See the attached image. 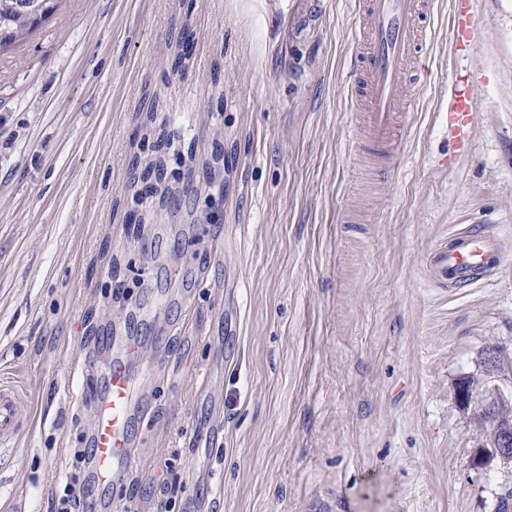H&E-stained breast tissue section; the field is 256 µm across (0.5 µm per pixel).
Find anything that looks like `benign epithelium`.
Here are the masks:
<instances>
[{
    "label": "benign epithelium",
    "instance_id": "obj_1",
    "mask_svg": "<svg viewBox=\"0 0 512 512\" xmlns=\"http://www.w3.org/2000/svg\"><path fill=\"white\" fill-rule=\"evenodd\" d=\"M477 384L463 382L459 387L460 400L475 404L477 418L489 429L487 444L478 447L474 464L486 467L497 461L512 466V396L496 394L474 400Z\"/></svg>",
    "mask_w": 512,
    "mask_h": 512
}]
</instances>
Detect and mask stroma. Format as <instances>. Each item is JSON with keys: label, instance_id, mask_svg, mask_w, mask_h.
I'll return each instance as SVG.
<instances>
[{"label": "stroma", "instance_id": "35a3bbf8", "mask_svg": "<svg viewBox=\"0 0 512 512\" xmlns=\"http://www.w3.org/2000/svg\"><path fill=\"white\" fill-rule=\"evenodd\" d=\"M471 9L484 31L459 51L435 0L379 167L349 149L355 0H61L0 52V370L24 418L0 448V512H56L86 482L79 396L104 388L116 335L151 387L128 471L142 512L512 505V468H475L487 428L457 397L467 378L512 392V0ZM463 228L494 231L501 260L441 287L430 255ZM217 406L219 445L188 447ZM473 112L472 88H455L448 103V122L460 132L469 127V119Z\"/></svg>", "mask_w": 512, "mask_h": 512}]
</instances>
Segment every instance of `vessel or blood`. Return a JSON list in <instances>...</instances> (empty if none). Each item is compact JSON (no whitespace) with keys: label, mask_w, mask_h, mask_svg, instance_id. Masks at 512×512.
<instances>
[{"label":"vessel or blood","mask_w":512,"mask_h":512,"mask_svg":"<svg viewBox=\"0 0 512 512\" xmlns=\"http://www.w3.org/2000/svg\"><path fill=\"white\" fill-rule=\"evenodd\" d=\"M468 0H455L453 26L457 41L475 40L482 25L467 10ZM433 0H358L356 29L358 69L350 86V98L364 115L363 135L358 148L383 156L394 154L398 131L409 105L408 85L420 80L428 47V20ZM473 93L468 88L454 89L448 103V121L456 130L469 125ZM500 260L499 244L490 232L474 230L449 239L438 246L432 257L434 276L455 287L469 285ZM134 388L121 359H114L106 387L86 388L83 401L92 406L94 420L90 433L93 470L99 482L112 484L113 512H131L125 496L118 490L125 471L138 450L131 430L134 422ZM15 386L0 379V444L17 436L23 423L17 412Z\"/></svg>","instance_id":"1"}]
</instances>
